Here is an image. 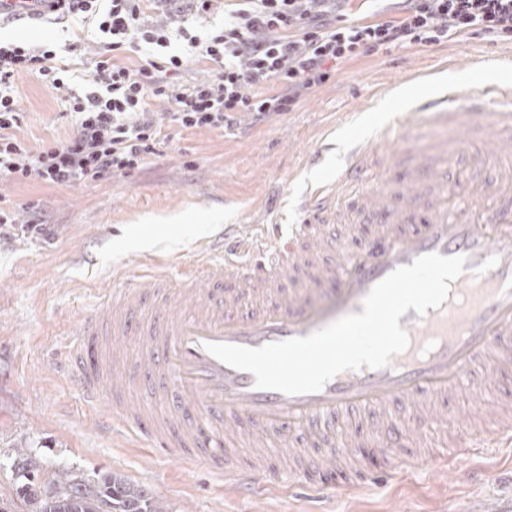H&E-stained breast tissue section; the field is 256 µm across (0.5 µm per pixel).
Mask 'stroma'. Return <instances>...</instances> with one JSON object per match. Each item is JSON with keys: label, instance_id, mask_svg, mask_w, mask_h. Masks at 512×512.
<instances>
[{"label": "stroma", "instance_id": "stroma-1", "mask_svg": "<svg viewBox=\"0 0 512 512\" xmlns=\"http://www.w3.org/2000/svg\"><path fill=\"white\" fill-rule=\"evenodd\" d=\"M512 44L480 37L427 49H399L347 63L291 112L253 127L183 131L163 122L164 142L126 176L47 188L17 182L6 187L15 203L41 201L52 231L36 235L14 225L0 234V504L28 512L17 493L15 450L26 444L44 478L68 468L86 481L114 472L161 500L168 512H249L225 494L204 469H185L174 457H151L142 442L112 425L110 400L87 407L55 366L72 340L95 289L155 260L190 262L197 237L175 224L293 223V204L307 177H330L337 158L306 174L303 158L330 129L339 140L369 139L382 107L403 111L432 90L430 80L405 81L420 66L442 79L479 90L512 84V68L497 65ZM23 114L17 131L32 146L64 139L71 123L54 93L35 76L16 81ZM467 480L422 474L378 482L354 512H435L477 498Z\"/></svg>", "mask_w": 512, "mask_h": 512}]
</instances>
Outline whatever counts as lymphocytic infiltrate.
Here are the masks:
<instances>
[{
  "label": "lymphocytic infiltrate",
  "instance_id": "1",
  "mask_svg": "<svg viewBox=\"0 0 512 512\" xmlns=\"http://www.w3.org/2000/svg\"><path fill=\"white\" fill-rule=\"evenodd\" d=\"M351 0H228L221 26L198 30L185 14H209L218 0H48L46 17L91 23L98 51L91 71L63 64L76 44L0 40V186L34 181L50 188L128 174L155 153L159 99L183 130L257 125L292 111L348 62L453 38L512 42V0H396L398 16L351 22ZM208 77L177 80L188 59ZM34 74L74 127L59 143L31 147L15 80Z\"/></svg>",
  "mask_w": 512,
  "mask_h": 512
}]
</instances>
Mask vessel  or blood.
<instances>
[{
  "label": "vessel or blood",
  "instance_id": "vessel-or-blood-1",
  "mask_svg": "<svg viewBox=\"0 0 512 512\" xmlns=\"http://www.w3.org/2000/svg\"><path fill=\"white\" fill-rule=\"evenodd\" d=\"M42 12L41 0H0V23ZM395 165L405 174L391 175ZM212 247L178 273L153 265L125 277L86 312L63 359L85 401L110 394L113 420L152 453L223 476L256 507L273 484L326 502L420 472L490 479L470 463L512 446L511 86L449 84L418 99L370 142L350 143L335 180L308 183L289 233L232 225ZM428 253L465 256V272L441 307L400 317L410 343L386 367L287 395L255 388L253 374L206 349L258 348L362 313L375 284ZM113 336L140 342L135 366ZM136 388L163 409L131 403ZM459 394L486 428L453 414ZM243 438L249 456L230 459ZM462 512H512V497Z\"/></svg>",
  "mask_w": 512,
  "mask_h": 512
}]
</instances>
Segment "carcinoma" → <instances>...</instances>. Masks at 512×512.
I'll use <instances>...</instances> for the list:
<instances>
[{"label":"carcinoma","instance_id":"obj_1","mask_svg":"<svg viewBox=\"0 0 512 512\" xmlns=\"http://www.w3.org/2000/svg\"><path fill=\"white\" fill-rule=\"evenodd\" d=\"M16 453L18 471L24 478L18 492L29 512H167L163 502L117 473L91 484L60 470L51 479L58 494L49 497L37 480L39 461L27 448L20 447Z\"/></svg>","mask_w":512,"mask_h":512}]
</instances>
